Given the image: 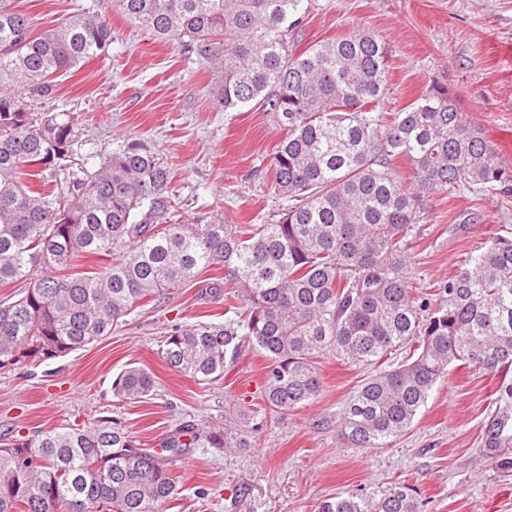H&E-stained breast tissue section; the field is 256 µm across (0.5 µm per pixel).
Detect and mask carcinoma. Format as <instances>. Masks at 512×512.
Masks as SVG:
<instances>
[{
    "mask_svg": "<svg viewBox=\"0 0 512 512\" xmlns=\"http://www.w3.org/2000/svg\"><path fill=\"white\" fill-rule=\"evenodd\" d=\"M152 39L210 64L224 111L257 108L284 133L270 157L275 190L292 201L273 224H181L169 166L131 142L73 182L60 210L55 169L71 148L69 112H31L57 79L106 53L112 24L93 9L33 33L0 0V369L65 357L112 332L140 304L224 269L231 317L174 324L161 355L200 384L219 382L249 344L267 360L262 407L236 418L186 421L146 448L117 416L0 437V512H165L180 488L173 462L194 448H252L269 418L313 403L320 360L375 365L337 425L342 448H385L406 432L448 368L461 363L497 380L480 452L512 472V235L468 254L438 292L415 287L407 257L425 198L466 189L512 194V168L467 123L448 88L433 83L396 112L388 50L362 31L297 51L309 0H110ZM403 158L408 181L392 172ZM79 254L110 258L75 271ZM137 366L112 395L154 391ZM317 512H420L397 483L348 490Z\"/></svg>",
    "mask_w": 512,
    "mask_h": 512,
    "instance_id": "1",
    "label": "carcinoma"
}]
</instances>
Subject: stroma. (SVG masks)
Instances as JSON below:
<instances>
[{"mask_svg":"<svg viewBox=\"0 0 512 512\" xmlns=\"http://www.w3.org/2000/svg\"><path fill=\"white\" fill-rule=\"evenodd\" d=\"M35 32L59 23L74 7H106V0H15ZM112 45L59 81L38 112L77 116L59 180L83 178L101 155L132 141L168 163L185 201L182 219L207 224H264L288 201L273 188L269 156L282 138L256 110L227 112L213 93L214 69L154 42L112 14ZM382 38L390 56V94L380 109L394 112L437 82L456 97L467 121L479 127L512 166V0H311L303 44L354 31ZM512 229V196L461 191L426 199L425 218L410 249L411 276L435 290L466 254L494 234ZM202 272L196 281L135 309L125 323L86 348L39 367L0 369V433L33 435L95 416L122 419L147 446L181 423L223 416L228 405L261 404L267 361L243 347L224 378L201 384L172 371L161 357L169 325L225 319L223 299L201 293L223 279ZM129 366L149 371L153 396L122 402L112 379ZM370 373L330 357L320 365L323 391L312 404L268 420L253 448L226 454L196 449L172 467L180 499L171 512H316L342 491L412 486L422 512H512V472L493 468L480 453L496 381L463 366L449 369L413 426L387 448H340L336 426L349 395ZM209 492L201 503L198 489Z\"/></svg>","mask_w":512,"mask_h":512,"instance_id":"stroma-1","label":"stroma"}]
</instances>
